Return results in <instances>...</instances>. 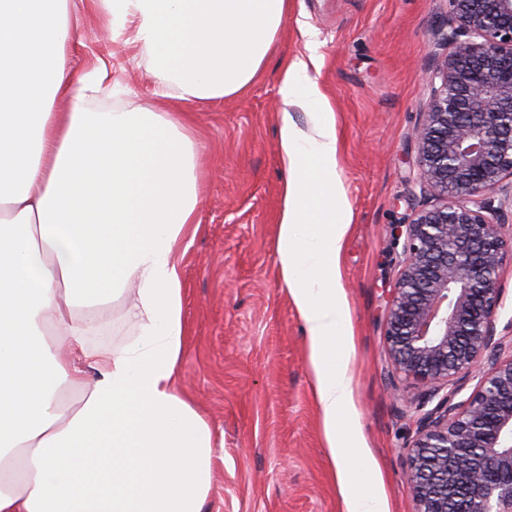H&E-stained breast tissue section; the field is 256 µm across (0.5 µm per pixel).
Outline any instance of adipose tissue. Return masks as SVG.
I'll list each match as a JSON object with an SVG mask.
<instances>
[{"instance_id": "1", "label": "adipose tissue", "mask_w": 512, "mask_h": 512, "mask_svg": "<svg viewBox=\"0 0 512 512\" xmlns=\"http://www.w3.org/2000/svg\"><path fill=\"white\" fill-rule=\"evenodd\" d=\"M90 2L185 109H96L108 70L74 71L75 0H0V512H202L216 439L178 382L180 260L204 191L188 109L254 81L288 0ZM316 64L294 57L280 85L277 257L346 486L358 461L340 442L359 434L336 268L350 220ZM129 288L137 339L88 347Z\"/></svg>"}]
</instances>
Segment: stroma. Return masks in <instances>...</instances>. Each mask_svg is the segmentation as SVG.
<instances>
[{
	"instance_id": "35a3bbf8",
	"label": "stroma",
	"mask_w": 512,
	"mask_h": 512,
	"mask_svg": "<svg viewBox=\"0 0 512 512\" xmlns=\"http://www.w3.org/2000/svg\"><path fill=\"white\" fill-rule=\"evenodd\" d=\"M448 0H288V15L255 80L197 106L201 232L182 259L186 344L179 383L224 436L203 512H346L347 495L381 493L389 512H415L405 478L416 426L395 394L422 390L393 372L383 344L389 291L403 244L392 232L407 212L405 159L430 96L421 72ZM77 34L86 60H110L116 110L173 112L156 97L141 49L114 39L90 8ZM310 69L336 114L338 170L350 227L337 275L351 311L349 374L360 452L372 464L341 489L314 390L308 337L284 288L276 255L283 208L279 87L290 59Z\"/></svg>"
}]
</instances>
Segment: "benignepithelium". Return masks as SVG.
Masks as SVG:
<instances>
[{"mask_svg": "<svg viewBox=\"0 0 512 512\" xmlns=\"http://www.w3.org/2000/svg\"><path fill=\"white\" fill-rule=\"evenodd\" d=\"M448 5L383 340L423 389L405 469L416 512H512V339L497 333L512 258V0ZM471 376L477 388L456 400Z\"/></svg>", "mask_w": 512, "mask_h": 512, "instance_id": "benign-epithelium-1", "label": "benign epithelium"}]
</instances>
